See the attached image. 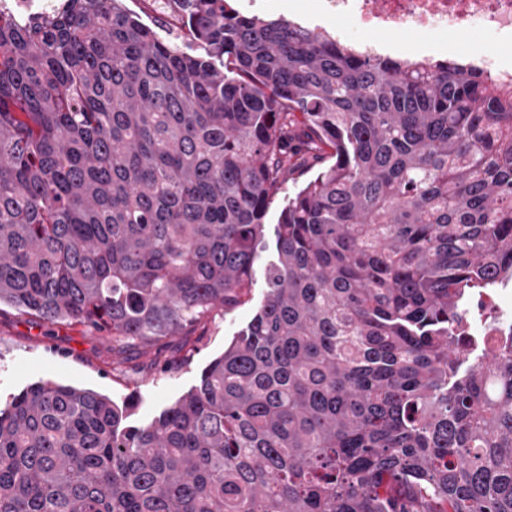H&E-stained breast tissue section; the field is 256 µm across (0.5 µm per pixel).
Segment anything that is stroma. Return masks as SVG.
Returning <instances> with one entry per match:
<instances>
[{
    "label": "stroma",
    "instance_id": "stroma-1",
    "mask_svg": "<svg viewBox=\"0 0 512 512\" xmlns=\"http://www.w3.org/2000/svg\"><path fill=\"white\" fill-rule=\"evenodd\" d=\"M274 250L261 253L245 302L228 313L154 345L116 349L104 333L47 327L37 318L0 309V398L40 380H52L105 394L116 403L135 400L132 423H149L198 384L206 365L220 355L252 318L266 293L265 270Z\"/></svg>",
    "mask_w": 512,
    "mask_h": 512
}]
</instances>
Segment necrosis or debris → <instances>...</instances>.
Instances as JSON below:
<instances>
[{
	"label": "necrosis or debris",
	"instance_id": "4bbe7bcc",
	"mask_svg": "<svg viewBox=\"0 0 512 512\" xmlns=\"http://www.w3.org/2000/svg\"><path fill=\"white\" fill-rule=\"evenodd\" d=\"M329 19L338 41L363 55L391 50L398 59L433 64L452 52L512 88V59L466 41L448 44V35L476 33L498 43L512 41V0H307Z\"/></svg>",
	"mask_w": 512,
	"mask_h": 512
}]
</instances>
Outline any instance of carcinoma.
Instances as JSON below:
<instances>
[{"label":"carcinoma","mask_w":512,"mask_h":512,"mask_svg":"<svg viewBox=\"0 0 512 512\" xmlns=\"http://www.w3.org/2000/svg\"><path fill=\"white\" fill-rule=\"evenodd\" d=\"M0 8V306L157 344L246 327L151 422L36 382L0 400V512H512V91L366 57L230 0ZM294 183L288 190V183ZM123 4L131 13L138 16L142 23L160 34L164 35L167 31L175 29L176 21L170 11L164 14L158 12L153 9L150 2L143 0H123Z\"/></svg>","instance_id":"cac0c4a2"}]
</instances>
